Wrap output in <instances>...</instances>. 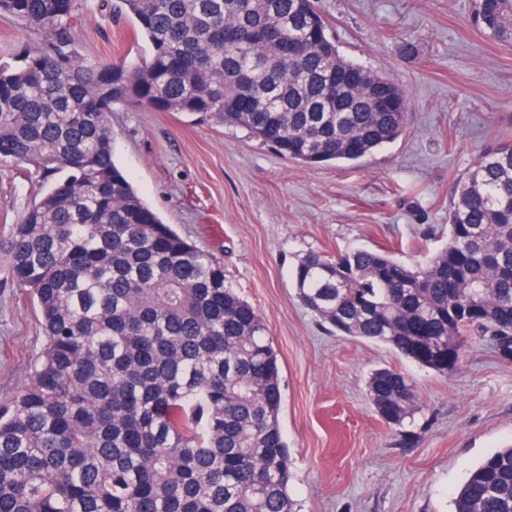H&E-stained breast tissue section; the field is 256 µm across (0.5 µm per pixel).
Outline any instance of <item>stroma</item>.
Segmentation results:
<instances>
[{
    "label": "stroma",
    "mask_w": 512,
    "mask_h": 512,
    "mask_svg": "<svg viewBox=\"0 0 512 512\" xmlns=\"http://www.w3.org/2000/svg\"><path fill=\"white\" fill-rule=\"evenodd\" d=\"M340 53L408 95L394 142L353 165L310 166L204 115L117 108L115 161L140 198L224 262L227 285L264 316L281 366L280 425L298 512H453L488 454L512 444V358L473 341L444 377L388 346L328 333L295 296L309 252L397 246L426 262L424 234L448 229L456 180L491 144L512 139V46L471 21V0H315ZM84 58L151 56L134 23L88 0L75 22ZM0 164V225L16 224L48 186ZM0 270V403L29 383L42 347L36 304ZM411 378L421 407L403 428L373 410L370 373Z\"/></svg>",
    "instance_id": "stroma-1"
}]
</instances>
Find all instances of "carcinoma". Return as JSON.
<instances>
[{
    "label": "carcinoma",
    "instance_id": "1",
    "mask_svg": "<svg viewBox=\"0 0 512 512\" xmlns=\"http://www.w3.org/2000/svg\"><path fill=\"white\" fill-rule=\"evenodd\" d=\"M83 0H0L39 36L0 62V163L50 189L0 228V265L36 302L44 344L31 381L0 403V512H293L276 349L224 265L165 224L113 159L115 108L206 114L304 164H349L393 142L386 76L345 58L313 0H116L151 46L142 65L88 61ZM475 25L512 44V0H473ZM363 82L336 92V71ZM359 141L358 152L347 147ZM302 306L336 333L440 374L469 343L512 357V142L456 183L448 242L409 265L390 250L309 252ZM374 411L402 427L414 383L369 378ZM454 512H512V446L487 455Z\"/></svg>",
    "mask_w": 512,
    "mask_h": 512
}]
</instances>
